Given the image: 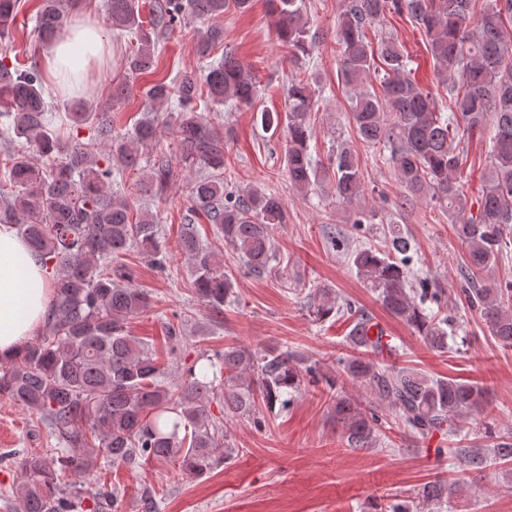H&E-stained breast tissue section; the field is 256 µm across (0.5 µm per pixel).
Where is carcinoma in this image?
Listing matches in <instances>:
<instances>
[{
    "label": "carcinoma",
    "instance_id": "carcinoma-1",
    "mask_svg": "<svg viewBox=\"0 0 512 512\" xmlns=\"http://www.w3.org/2000/svg\"><path fill=\"white\" fill-rule=\"evenodd\" d=\"M21 0H0V39L14 35ZM252 0H152L143 21L139 0H107L112 28L135 35L136 48L125 62L127 77L112 85L111 103L103 112L87 111L78 95L68 113L71 133L64 134L48 116L45 76L36 64H21L0 49V135L25 141L53 159L37 166L29 151L4 153L0 177L12 187L0 207V224H16L32 255L50 271L53 292L48 325L13 359L0 361V396L37 415L55 444L31 451L18 461L19 478L12 493L17 512H122L115 490L85 491L62 485L58 473L82 474L94 459L135 469L152 460L171 461L189 477H201L230 457L221 422L210 404L224 401V413L248 418L257 428L265 421L259 408L288 410L291 396L308 379L322 374L317 364L302 366L286 349L252 351L228 346L209 361L212 372L191 366L180 382L169 384V371L148 344L126 331L127 321L150 307L136 283L126 256L139 249L157 271L168 258L159 240L156 219L144 212L130 216L127 197L110 191L125 173L140 165L139 148L154 145L165 133L175 136L181 160L202 170L193 181L181 250L193 265V290L219 313L232 302L233 283L213 252L198 237L194 218L203 216L244 261L247 271L264 275L274 269L277 254L271 230L287 223L284 201L259 187L238 188L224 178L227 141L204 117L223 106L227 111L251 108L258 95L257 78L229 48L205 65L200 77H162L143 90L146 114L134 127L118 132L107 112L126 99L130 80L158 68L159 37L190 19L205 23L199 31L203 56L224 44L220 18L232 7L240 12ZM278 43L297 60L310 56L316 33L310 30L305 0H267ZM83 0H42L34 33L42 42L63 37L68 14ZM387 14L406 15L426 39V49L448 89V103L422 90L411 78L410 60L397 42L385 37L373 44L367 31ZM512 0H489L475 13V0H344L336 25L341 48L340 75L353 90L349 123L366 145L386 150L402 193L401 210L425 202L448 214L465 245L458 298L479 311L491 336L512 347V283L485 279L503 256L505 236L512 233ZM379 77V92L366 87ZM313 73L288 84L283 113H261L267 128H286L284 169L291 188L305 191L321 182L331 185L336 201L353 205L364 195V173L357 152L336 140L328 164L311 150V113L318 106ZM176 99L166 120L157 112ZM87 128V137L79 129ZM488 131L491 150L485 165L478 215L457 182L463 163L461 140ZM163 157L135 183L143 197L163 198L173 179ZM411 241L396 228L380 247L365 245L349 263L382 305L405 322L433 349L448 348L451 317L438 318L426 303L441 298L427 280L411 277ZM309 315L323 322L339 313L353 318L349 342L359 356L337 361L341 375L359 382L391 407L409 434L427 439L436 432L454 434L465 416H480L485 391L455 379L430 378L405 367H383L379 357L392 351L384 329L353 303L339 302L332 288L306 295ZM224 391H215L217 374ZM333 391V408L343 435L355 448L376 441L379 418L348 396L338 379L325 377ZM441 482L414 492L428 505L443 497Z\"/></svg>",
    "mask_w": 512,
    "mask_h": 512
}]
</instances>
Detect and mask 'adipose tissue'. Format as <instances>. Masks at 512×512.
Instances as JSON below:
<instances>
[{
	"label": "adipose tissue",
	"instance_id": "obj_1",
	"mask_svg": "<svg viewBox=\"0 0 512 512\" xmlns=\"http://www.w3.org/2000/svg\"><path fill=\"white\" fill-rule=\"evenodd\" d=\"M108 43L97 20L71 18L66 35L44 49V66L52 74L64 66L75 74L86 71L88 51H100ZM51 296L47 271L15 225L0 224V358L17 353L44 326Z\"/></svg>",
	"mask_w": 512,
	"mask_h": 512
}]
</instances>
